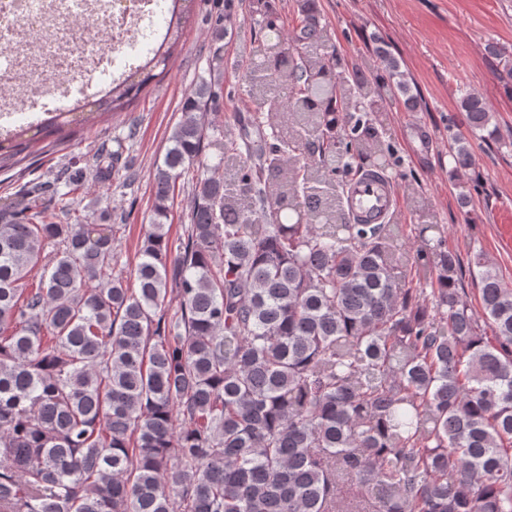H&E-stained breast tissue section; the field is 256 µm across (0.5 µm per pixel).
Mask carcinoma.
I'll list each match as a JSON object with an SVG mask.
<instances>
[{"label":"carcinoma","mask_w":512,"mask_h":512,"mask_svg":"<svg viewBox=\"0 0 512 512\" xmlns=\"http://www.w3.org/2000/svg\"><path fill=\"white\" fill-rule=\"evenodd\" d=\"M179 2L152 58L47 126L122 110L161 77ZM254 2L243 122L276 112L282 128L265 146L210 135L211 86L186 98L137 287L112 265L109 208L56 224L35 197L0 219V512H512V288L474 255L476 313L444 227L422 228L434 245L410 270L401 225L348 224L341 204L353 162L385 170L371 115L388 95L416 104L400 61L378 46L382 73L344 68L315 0H296L288 40L275 0ZM460 106L455 170L470 138L497 139L482 97ZM23 135L5 133L14 157ZM113 161L97 152L98 178ZM196 173V167L194 169L190 168L179 180V183H184V189L175 196L171 216L168 221V224H171L170 238L172 240L182 235L185 225L189 223L192 199L191 183L192 177L195 178Z\"/></svg>","instance_id":"cac0c4a2"}]
</instances>
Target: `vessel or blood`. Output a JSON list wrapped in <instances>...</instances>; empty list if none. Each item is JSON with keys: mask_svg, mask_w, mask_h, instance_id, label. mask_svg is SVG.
Wrapping results in <instances>:
<instances>
[{"mask_svg": "<svg viewBox=\"0 0 512 512\" xmlns=\"http://www.w3.org/2000/svg\"><path fill=\"white\" fill-rule=\"evenodd\" d=\"M396 204V191L386 177L362 174L344 191L343 206L352 223H390Z\"/></svg>", "mask_w": 512, "mask_h": 512, "instance_id": "obj_1", "label": "vessel or blood"}]
</instances>
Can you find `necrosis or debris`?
<instances>
[{
    "label": "necrosis or debris",
    "instance_id": "1",
    "mask_svg": "<svg viewBox=\"0 0 512 512\" xmlns=\"http://www.w3.org/2000/svg\"><path fill=\"white\" fill-rule=\"evenodd\" d=\"M165 8V0L128 9L119 0H0V117L60 110L89 82L111 85L118 64L158 41L149 21ZM97 26L107 38L92 35Z\"/></svg>",
    "mask_w": 512,
    "mask_h": 512
}]
</instances>
